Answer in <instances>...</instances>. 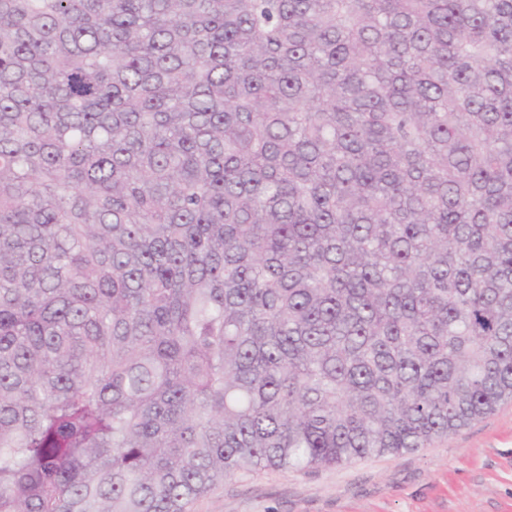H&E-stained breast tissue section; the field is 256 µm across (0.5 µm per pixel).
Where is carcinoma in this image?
Returning <instances> with one entry per match:
<instances>
[{
	"instance_id": "cac0c4a2",
	"label": "carcinoma",
	"mask_w": 512,
	"mask_h": 512,
	"mask_svg": "<svg viewBox=\"0 0 512 512\" xmlns=\"http://www.w3.org/2000/svg\"><path fill=\"white\" fill-rule=\"evenodd\" d=\"M509 399L512 0H0V512Z\"/></svg>"
}]
</instances>
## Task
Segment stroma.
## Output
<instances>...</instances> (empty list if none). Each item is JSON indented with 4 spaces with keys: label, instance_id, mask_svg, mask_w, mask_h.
Wrapping results in <instances>:
<instances>
[{
    "label": "stroma",
    "instance_id": "stroma-1",
    "mask_svg": "<svg viewBox=\"0 0 512 512\" xmlns=\"http://www.w3.org/2000/svg\"><path fill=\"white\" fill-rule=\"evenodd\" d=\"M193 512H512V401L412 453L235 476Z\"/></svg>",
    "mask_w": 512,
    "mask_h": 512
}]
</instances>
